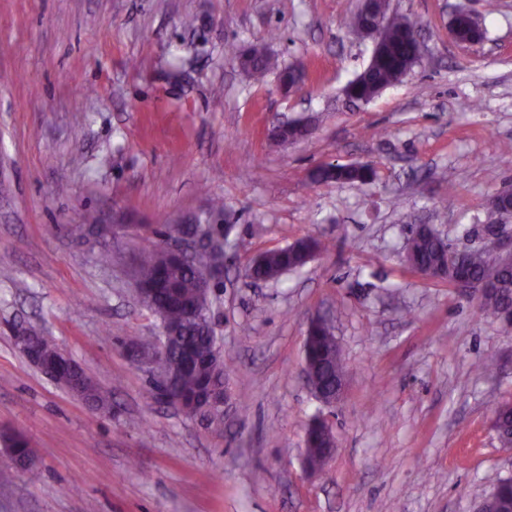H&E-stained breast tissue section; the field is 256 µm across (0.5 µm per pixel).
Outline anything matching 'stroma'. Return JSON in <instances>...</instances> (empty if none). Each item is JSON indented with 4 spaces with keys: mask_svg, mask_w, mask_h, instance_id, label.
I'll return each instance as SVG.
<instances>
[{
    "mask_svg": "<svg viewBox=\"0 0 512 512\" xmlns=\"http://www.w3.org/2000/svg\"><path fill=\"white\" fill-rule=\"evenodd\" d=\"M359 0H0V512H472L512 453L493 426L512 403V334L475 301L405 261L417 224L459 250L483 246L488 199L512 185V0H390L422 60L365 104L344 89L371 40L346 18ZM488 30L466 46L453 8ZM194 26H186V19ZM265 45L301 85L239 70L233 47ZM309 118L280 146L277 117ZM370 166V184H316L326 163ZM219 197L235 248L215 290L231 398L224 432L153 400L125 353L160 320L129 268L138 228ZM125 231L108 242L90 217ZM312 236L301 269L252 284L260 253ZM332 325L343 398L300 373L312 315ZM31 327L112 394L90 410L15 347ZM491 371H483V364ZM318 417L336 448L303 465ZM19 432L35 464L5 446Z\"/></svg>",
    "mask_w": 512,
    "mask_h": 512,
    "instance_id": "stroma-1",
    "label": "stroma"
}]
</instances>
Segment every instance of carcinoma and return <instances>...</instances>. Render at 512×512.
<instances>
[{
    "label": "carcinoma",
    "mask_w": 512,
    "mask_h": 512,
    "mask_svg": "<svg viewBox=\"0 0 512 512\" xmlns=\"http://www.w3.org/2000/svg\"><path fill=\"white\" fill-rule=\"evenodd\" d=\"M409 25L406 17L391 21V29L385 34V54L360 82V96L372 97L378 87L399 81L419 62L422 46L409 42L404 35ZM485 37V27L474 22L459 30V38L463 41H481ZM235 59L241 70L256 81L274 73L280 85L289 87L294 83V71L278 67L262 46L242 49L236 52ZM375 177V171L369 167L354 168L341 164L321 166L312 174L313 182L326 184H366L374 181ZM227 216L221 200L212 202L199 213L196 230L207 238L208 245L198 257L178 258L154 247L141 250L136 259L140 302L155 313L161 323L176 331V335L170 337L167 351L158 358L152 371L173 375L169 391L178 395L186 405L198 403V399L208 391L218 396L224 394V356L213 323L206 317L187 314L184 305L200 303L209 313H214V297L208 298L202 293V275L210 267L224 265L225 248L231 245V241L224 237ZM324 248L321 240L305 237L296 240L292 249L267 250L261 254L263 261L254 268V278L276 281L284 273L303 267L309 251L318 252ZM412 248L416 261L422 266L445 262L440 244L425 234L412 238ZM451 266L456 276L496 277L498 291L477 301L476 312L495 318L507 330L512 329V319L502 316L503 307L512 299V271L503 269L498 257L490 251L466 254ZM304 360L317 389L323 393L330 392L336 383V372L340 370V359L336 358V337L326 326H319L309 338ZM83 395L85 404L94 410L112 409L107 392L87 379L84 380ZM306 435L304 457L322 472L326 464L323 433L318 427H309ZM486 512H512V478L502 479L494 487L486 498Z\"/></svg>",
    "instance_id": "obj_1"
}]
</instances>
